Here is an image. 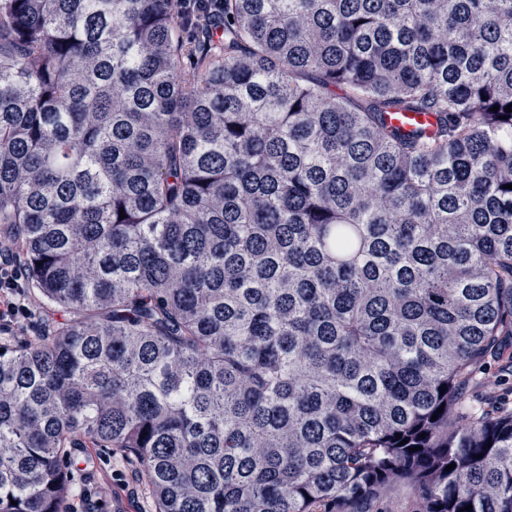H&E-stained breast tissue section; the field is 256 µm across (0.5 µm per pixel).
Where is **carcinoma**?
I'll use <instances>...</instances> for the list:
<instances>
[{
  "label": "carcinoma",
  "instance_id": "1",
  "mask_svg": "<svg viewBox=\"0 0 512 512\" xmlns=\"http://www.w3.org/2000/svg\"><path fill=\"white\" fill-rule=\"evenodd\" d=\"M219 32L188 70L172 0H0V224L51 316L0 341V512H67L86 448L155 512H512V409L463 399L512 336V0ZM368 512H417L414 494L401 485H394L387 494L365 506Z\"/></svg>",
  "mask_w": 512,
  "mask_h": 512
}]
</instances>
